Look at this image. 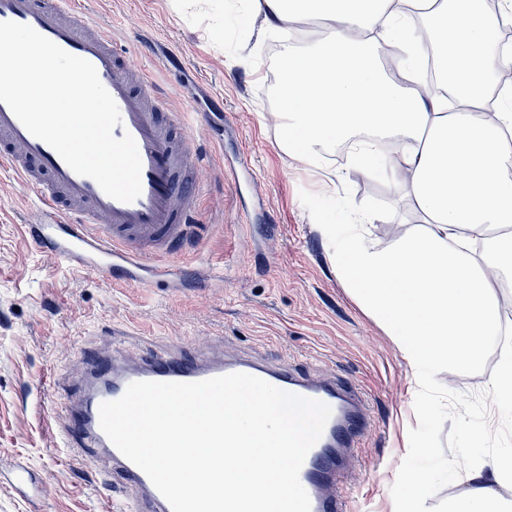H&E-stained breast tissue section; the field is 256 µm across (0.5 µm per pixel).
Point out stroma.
Returning <instances> with one entry per match:
<instances>
[{
	"label": "stroma",
	"mask_w": 512,
	"mask_h": 512,
	"mask_svg": "<svg viewBox=\"0 0 512 512\" xmlns=\"http://www.w3.org/2000/svg\"><path fill=\"white\" fill-rule=\"evenodd\" d=\"M169 95L224 115L220 129L188 127L208 162L196 235L178 260L183 283L128 288L55 262L29 240L32 188L0 173V512H108L130 487L102 484L57 431L77 395L83 360L112 354L132 362L160 350L206 360L232 355L283 362L313 376L336 374L365 394L372 427L355 453L351 512H390L395 466L417 427L412 369L336 277L335 239L345 202L381 215L375 242L409 232L416 214L393 180L347 163L298 162L279 146L268 118L266 71L279 59L257 39L260 19L229 13L225 0H85ZM496 362L452 369L443 385L484 390ZM26 467L32 488L16 489Z\"/></svg>",
	"instance_id": "obj_1"
}]
</instances>
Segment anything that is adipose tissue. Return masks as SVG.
I'll use <instances>...</instances> for the list:
<instances>
[{
    "label": "adipose tissue",
    "instance_id": "obj_1",
    "mask_svg": "<svg viewBox=\"0 0 512 512\" xmlns=\"http://www.w3.org/2000/svg\"><path fill=\"white\" fill-rule=\"evenodd\" d=\"M261 36L313 20L324 35L283 53L284 93L272 118L280 146L319 168L320 152L349 141L350 168L396 179L418 228L385 245L368 241L374 214L346 204L350 230L334 256L350 297L408 361L419 394L450 368L478 364L505 335L492 294L512 276V113L478 112L507 58L484 0H247ZM450 96L425 90L424 51ZM391 52L398 78L381 64ZM395 144L386 154V144ZM467 491L446 512H512V451L467 471Z\"/></svg>",
    "mask_w": 512,
    "mask_h": 512
}]
</instances>
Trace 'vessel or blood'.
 Masks as SVG:
<instances>
[{
  "label": "vessel or blood",
  "instance_id": "b4317fda",
  "mask_svg": "<svg viewBox=\"0 0 512 512\" xmlns=\"http://www.w3.org/2000/svg\"><path fill=\"white\" fill-rule=\"evenodd\" d=\"M0 21L33 27L67 52L90 61L116 102L122 123L115 137L130 134L142 161V193L131 203L106 195L91 178L72 171L45 142L31 135L0 103V167L31 186L40 205L31 226L35 245L47 257L105 273L112 281L138 288L161 287L182 279L180 266L153 265L186 239L199 211L197 187L182 181L185 170H199L207 153L192 143L168 99L149 75L132 78L131 68L108 28L92 19L82 0H0ZM247 373L282 390L320 400L332 409L320 440L307 454L299 479L310 512H346L342 489L350 478L349 452L371 428L361 390L333 376L311 377L282 364L246 357L206 363L159 351L127 367L98 354L84 366V388L72 406L60 438L64 447L89 448L103 467L106 482L133 487L131 510L171 512L148 476L125 458L100 427L99 407L119 399L136 381L198 382L230 373Z\"/></svg>",
  "mask_w": 512,
  "mask_h": 512
}]
</instances>
